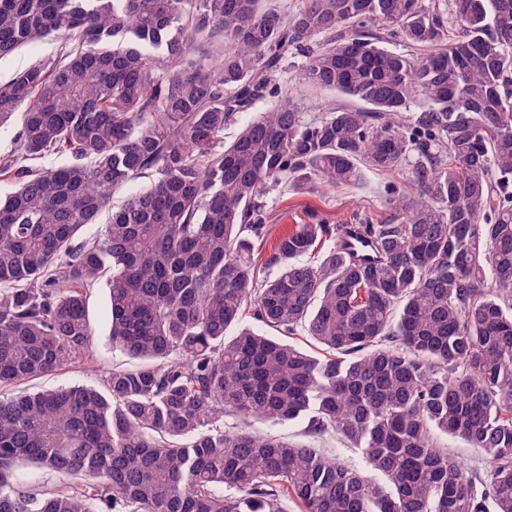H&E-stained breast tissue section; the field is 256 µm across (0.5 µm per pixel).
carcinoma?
<instances>
[{"label": "carcinoma", "mask_w": 512, "mask_h": 512, "mask_svg": "<svg viewBox=\"0 0 512 512\" xmlns=\"http://www.w3.org/2000/svg\"><path fill=\"white\" fill-rule=\"evenodd\" d=\"M270 2L0 0V59L62 38L0 82V127L19 125L0 156V391L91 354L104 276L112 345L138 360L100 389L0 395V512H284L289 495L300 512H512V0ZM290 57L347 103L305 119L279 82ZM52 155L66 163L26 164ZM364 167L409 170L389 218L295 224L255 252L271 191ZM295 420L364 466L251 428ZM442 435L483 450L488 476ZM23 466L78 484L28 489Z\"/></svg>", "instance_id": "obj_1"}]
</instances>
